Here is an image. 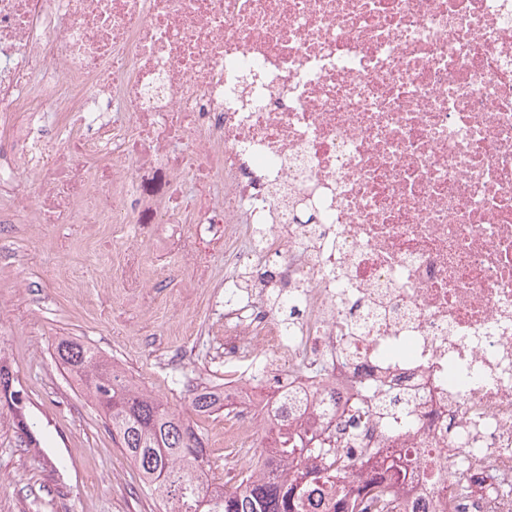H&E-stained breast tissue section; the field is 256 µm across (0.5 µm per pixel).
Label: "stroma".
<instances>
[{
  "instance_id": "stroma-1",
  "label": "stroma",
  "mask_w": 512,
  "mask_h": 512,
  "mask_svg": "<svg viewBox=\"0 0 512 512\" xmlns=\"http://www.w3.org/2000/svg\"><path fill=\"white\" fill-rule=\"evenodd\" d=\"M11 149L0 144V359L26 405L27 431L0 404V512H162L112 440L100 409L56 360L64 336L97 348L163 400L224 468V414L194 389L224 382V230L215 224H26L10 209ZM196 248L200 260L183 267Z\"/></svg>"
}]
</instances>
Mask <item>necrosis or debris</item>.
Wrapping results in <instances>:
<instances>
[{"mask_svg": "<svg viewBox=\"0 0 512 512\" xmlns=\"http://www.w3.org/2000/svg\"><path fill=\"white\" fill-rule=\"evenodd\" d=\"M1 140L26 223H136L153 166L158 223L223 225L227 461L293 391L307 434L404 446L427 512H512V0H0ZM361 383L413 422L351 420ZM137 190L141 197L165 196L171 188V178L164 170L146 168L136 174Z\"/></svg>", "mask_w": 512, "mask_h": 512, "instance_id": "obj_1", "label": "necrosis or debris"}]
</instances>
